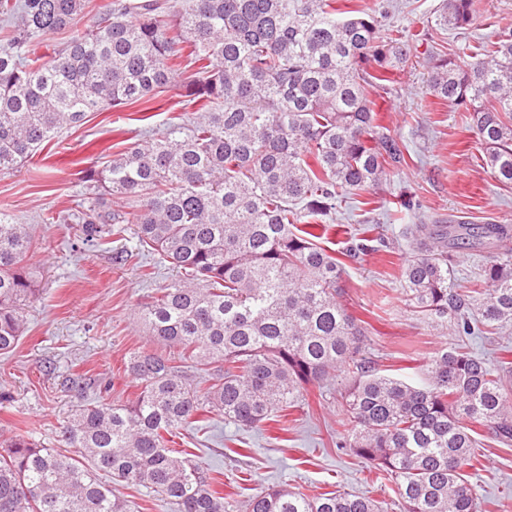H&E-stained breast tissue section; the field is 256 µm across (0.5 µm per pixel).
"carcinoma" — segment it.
<instances>
[{
  "mask_svg": "<svg viewBox=\"0 0 512 512\" xmlns=\"http://www.w3.org/2000/svg\"><path fill=\"white\" fill-rule=\"evenodd\" d=\"M337 0H111L63 49L43 37L72 24L84 0H0L12 28L0 52V172L43 150L88 112L149 101L182 67L197 115L89 169L76 237L94 243L134 226L139 249L182 272L140 315L153 340L180 360L223 363L209 383L169 357L135 351L125 371L140 385L132 404L86 398L63 425L75 454L16 435L0 444V512H130L102 481L144 486L176 512H237L207 474L168 447L201 417L257 429L306 401L307 385L343 370L350 449L394 485L399 512H478L474 427L512 441V349L492 369L447 347L429 382L382 375L361 357L366 331L339 300L341 261L316 240L342 192L369 189L395 158L368 88L401 70L407 52L386 41L378 18ZM477 0H443L435 25L464 29ZM432 94L470 116L484 164L512 183V31L442 59ZM129 202L113 209L109 198ZM414 255L400 269L411 310L464 336L512 325V254L484 268L485 287L463 291L453 253L512 237L508 224H417ZM25 224L0 218V354L25 329L39 288L27 264ZM245 512H388L352 492L309 496L268 485Z\"/></svg>",
  "mask_w": 512,
  "mask_h": 512,
  "instance_id": "cac0c4a2",
  "label": "carcinoma"
}]
</instances>
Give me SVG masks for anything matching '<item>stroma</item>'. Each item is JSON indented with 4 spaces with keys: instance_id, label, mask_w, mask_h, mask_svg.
I'll list each match as a JSON object with an SVG mask.
<instances>
[{
    "instance_id": "obj_1",
    "label": "stroma",
    "mask_w": 512,
    "mask_h": 512,
    "mask_svg": "<svg viewBox=\"0 0 512 512\" xmlns=\"http://www.w3.org/2000/svg\"><path fill=\"white\" fill-rule=\"evenodd\" d=\"M442 0H351L353 9L375 14L384 34L403 41L408 64L391 80L371 88L379 123L400 152L387 176L370 190L340 197L322 247L341 253L340 282L348 312L368 332L364 355L382 373L414 384L428 378L435 352L455 342L454 333L430 327L405 303L399 273L411 254L412 224H511L512 184L483 168L482 151L462 112L430 93L432 64L512 29V0H483L465 30L437 31L432 19ZM192 117L181 80L154 95L149 105L91 112L64 127L41 162L0 172V215L30 227L28 262L41 273L37 300L25 309L26 328L17 347L0 355V442L18 433L41 447H60V430L79 402L70 378L94 379L107 398L135 401L140 388L125 371L131 350L163 353L138 315L140 303L176 278L177 270L138 249L132 231L94 244H76L64 221L84 198L82 172L139 143L146 131H164ZM57 223H47V216ZM368 233L375 251L344 255L350 238ZM154 279L142 276L144 267ZM341 373L308 385L305 406L278 413L267 430L238 429L210 419L204 430L181 431L175 447L202 466L215 489L238 504L274 484L315 496L344 489L389 503L399 512L391 484L369 471L364 460L337 448L346 417L339 393ZM478 461L469 468L479 512H512V444L500 443L489 426L475 435Z\"/></svg>"
}]
</instances>
